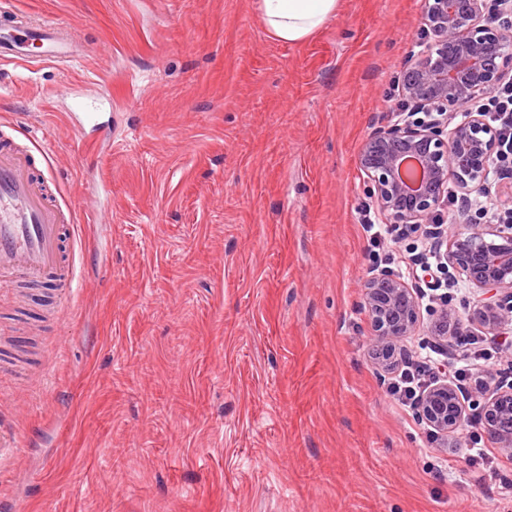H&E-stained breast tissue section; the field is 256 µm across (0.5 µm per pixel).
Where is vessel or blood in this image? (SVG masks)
<instances>
[{
	"mask_svg": "<svg viewBox=\"0 0 512 512\" xmlns=\"http://www.w3.org/2000/svg\"><path fill=\"white\" fill-rule=\"evenodd\" d=\"M74 47L68 27L0 10V60L69 63L77 59ZM64 236L63 209L48 201L30 150L0 148V281L23 277L69 290L74 269Z\"/></svg>",
	"mask_w": 512,
	"mask_h": 512,
	"instance_id": "1",
	"label": "vessel or blood"
}]
</instances>
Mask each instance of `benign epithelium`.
<instances>
[{
  "label": "benign epithelium",
  "instance_id": "obj_1",
  "mask_svg": "<svg viewBox=\"0 0 512 512\" xmlns=\"http://www.w3.org/2000/svg\"><path fill=\"white\" fill-rule=\"evenodd\" d=\"M512 15V0H423L421 24L433 43L411 58L403 73L402 95L416 112L433 115L422 122L404 118L375 130L358 155L377 210L386 224L406 231L426 224L445 243L444 266L478 293L479 315L469 320L492 333L512 321V224L466 222L434 224L444 206L448 181L468 198L475 194L512 206L489 179L498 145L497 130L474 105L504 80L512 79V27L499 20ZM459 112L464 121L453 122ZM363 305L373 350L395 354L420 323L412 289L387 272L368 277ZM435 344L449 357L460 349L448 338V309L436 314ZM483 423L490 441L512 456V431L498 428L512 416V380L488 379L478 386ZM421 419L442 437L468 422L466 405L453 382L436 383L423 395Z\"/></svg>",
  "mask_w": 512,
  "mask_h": 512
}]
</instances>
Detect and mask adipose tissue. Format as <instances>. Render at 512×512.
Here are the masks:
<instances>
[{"label": "adipose tissue", "mask_w": 512, "mask_h": 512, "mask_svg": "<svg viewBox=\"0 0 512 512\" xmlns=\"http://www.w3.org/2000/svg\"><path fill=\"white\" fill-rule=\"evenodd\" d=\"M340 7V0H255L268 32L278 41L300 43L319 31Z\"/></svg>", "instance_id": "obj_1"}]
</instances>
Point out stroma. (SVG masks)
<instances>
[{"label": "stroma", "mask_w": 512, "mask_h": 512, "mask_svg": "<svg viewBox=\"0 0 512 512\" xmlns=\"http://www.w3.org/2000/svg\"><path fill=\"white\" fill-rule=\"evenodd\" d=\"M9 2L76 35L72 63L0 62V141L46 148L79 228L63 316L0 296V512H512V459L483 478L468 431L430 442L389 395L363 306L357 156L422 0H341L297 45L253 0Z\"/></svg>", "instance_id": "stroma-1"}]
</instances>
